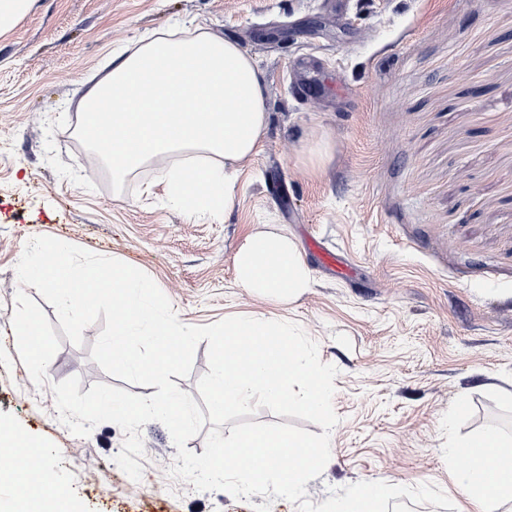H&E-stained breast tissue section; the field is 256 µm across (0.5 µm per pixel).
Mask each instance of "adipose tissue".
<instances>
[{
	"mask_svg": "<svg viewBox=\"0 0 512 512\" xmlns=\"http://www.w3.org/2000/svg\"><path fill=\"white\" fill-rule=\"evenodd\" d=\"M80 109L90 142L103 147L114 177L149 162L168 163L164 193L193 215L230 210L239 165L253 158L267 121L266 81L239 45L194 28L161 33L112 59V68L87 92ZM241 285L262 294L288 295L307 287L303 261L287 237L258 234L237 254ZM483 450L482 463L471 460ZM512 442L488 429L449 446L465 460L457 475L474 512H502L512 501V463H501ZM42 452L26 437L0 425V512H74L62 486L46 487ZM393 488L389 479L362 481L336 500L332 512H374Z\"/></svg>",
	"mask_w": 512,
	"mask_h": 512,
	"instance_id": "1",
	"label": "adipose tissue"
}]
</instances>
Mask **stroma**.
<instances>
[{"mask_svg":"<svg viewBox=\"0 0 512 512\" xmlns=\"http://www.w3.org/2000/svg\"><path fill=\"white\" fill-rule=\"evenodd\" d=\"M178 22L237 41L267 78L268 124L224 214L174 208L153 163L114 180L81 134L79 104L113 50ZM256 234L295 244L308 288L240 285L235 257ZM37 236L144 271L179 321L298 323L338 370L331 457L306 497L240 500L170 478L177 449L157 421L141 427L138 483L114 462L119 426L73 435L52 384L156 389L91 361L101 319L83 345L61 338L47 384L32 382L17 290L59 323L18 284ZM0 422L42 447L76 512H328L378 477L394 487L377 512H466L449 442L512 437V0H32L0 34Z\"/></svg>","mask_w":512,"mask_h":512,"instance_id":"35a3bbf8","label":"stroma"}]
</instances>
